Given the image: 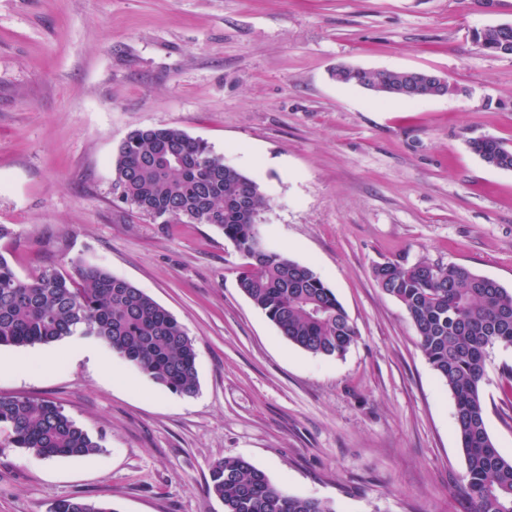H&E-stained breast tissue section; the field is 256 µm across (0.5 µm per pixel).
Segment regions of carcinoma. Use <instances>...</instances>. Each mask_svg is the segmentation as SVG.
Wrapping results in <instances>:
<instances>
[{
	"instance_id": "1",
	"label": "carcinoma",
	"mask_w": 512,
	"mask_h": 512,
	"mask_svg": "<svg viewBox=\"0 0 512 512\" xmlns=\"http://www.w3.org/2000/svg\"><path fill=\"white\" fill-rule=\"evenodd\" d=\"M489 55H512V27L474 38ZM383 73L344 66L336 79L363 89ZM486 165L512 170V148L493 137L468 140ZM122 200L162 224L189 219L223 232L245 257L238 287L291 344L322 357H341L357 332L335 292L309 266L283 253H255L259 236L250 212L267 208L260 185L201 139L173 128L132 131L114 162ZM385 294L405 308L420 347L455 401V430L465 458L461 476L471 512H512V458L487 430L481 384L489 349L512 345V289L466 266L435 267L388 260L373 267ZM91 336L148 376L180 394L197 390V353L181 323L143 290L107 269L72 262L66 274L46 270L23 279L0 254V347L51 344ZM0 426L12 443L43 458L84 457L99 443L51 400L0 397ZM208 490L224 512H335L325 501L290 495L242 457L210 469ZM53 512H111L80 498Z\"/></svg>"
}]
</instances>
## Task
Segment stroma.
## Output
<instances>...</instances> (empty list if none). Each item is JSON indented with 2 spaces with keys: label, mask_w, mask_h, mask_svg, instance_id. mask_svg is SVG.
<instances>
[{
  "label": "stroma",
  "mask_w": 512,
  "mask_h": 512,
  "mask_svg": "<svg viewBox=\"0 0 512 512\" xmlns=\"http://www.w3.org/2000/svg\"><path fill=\"white\" fill-rule=\"evenodd\" d=\"M512 0H0V240L20 277L104 266L193 340L198 389L154 384L96 339L4 347L0 396L48 399L100 444L45 459L0 428V512L81 498L111 512H224L212 463L241 457L336 512H469L454 400L372 268L463 265L512 288V55L472 36ZM424 70L447 95L405 100L332 71ZM175 127L269 199L268 249L310 265L357 331L340 358L285 339L237 286L243 257L208 224H157L114 186L120 143ZM512 347H494L486 425L512 456ZM469 149L487 166L512 170V148L493 137H478L468 141Z\"/></svg>",
  "instance_id": "stroma-1"
}]
</instances>
